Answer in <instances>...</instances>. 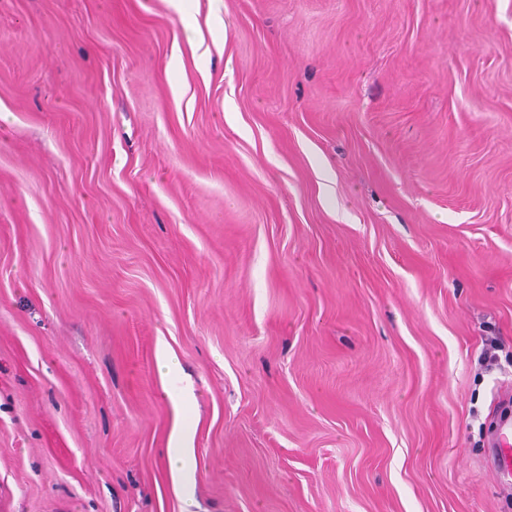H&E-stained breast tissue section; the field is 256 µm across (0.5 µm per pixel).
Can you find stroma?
<instances>
[{"label": "stroma", "mask_w": 512, "mask_h": 512, "mask_svg": "<svg viewBox=\"0 0 512 512\" xmlns=\"http://www.w3.org/2000/svg\"><path fill=\"white\" fill-rule=\"evenodd\" d=\"M508 401L512 0H0V512H512ZM493 468L503 479L512 475V422L505 420L500 424L499 444L492 458Z\"/></svg>", "instance_id": "1"}]
</instances>
